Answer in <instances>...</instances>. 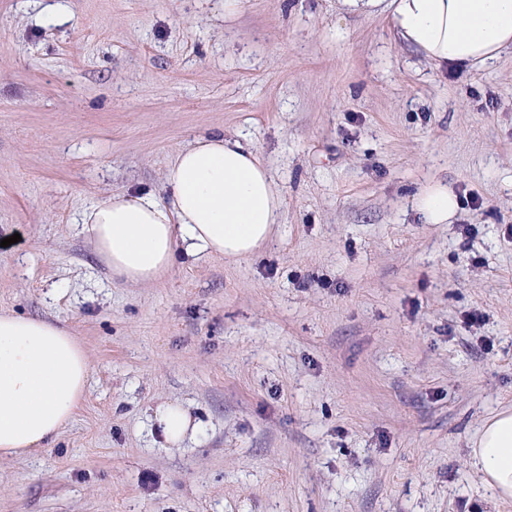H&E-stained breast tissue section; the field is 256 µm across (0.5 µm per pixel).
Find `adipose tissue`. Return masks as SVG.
<instances>
[{"instance_id": "ef3b65f1", "label": "adipose tissue", "mask_w": 512, "mask_h": 512, "mask_svg": "<svg viewBox=\"0 0 512 512\" xmlns=\"http://www.w3.org/2000/svg\"><path fill=\"white\" fill-rule=\"evenodd\" d=\"M352 15L388 5L396 38L436 68L478 67L512 49V0H338ZM282 201L270 170L239 138L194 139L168 165L160 193L103 195L79 216L81 232L115 275L154 281L178 253L245 258L272 237ZM90 372L69 331L41 318L0 311V457L45 448L73 418ZM151 422L169 448L203 424L176 401ZM474 468L498 498L512 499V408L483 423L470 448Z\"/></svg>"}]
</instances>
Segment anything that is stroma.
<instances>
[{
  "mask_svg": "<svg viewBox=\"0 0 512 512\" xmlns=\"http://www.w3.org/2000/svg\"><path fill=\"white\" fill-rule=\"evenodd\" d=\"M240 136L283 199L255 256L113 277L76 221ZM458 208L425 223L420 191ZM0 309L91 373L0 460V512H512L469 459L512 406V53L436 71L338 0H0ZM483 320H468L472 311ZM202 420L165 447L149 420ZM151 422L168 448H180L188 438L200 434L203 428L201 420L173 400L159 403L153 409Z\"/></svg>",
  "mask_w": 512,
  "mask_h": 512,
  "instance_id": "1",
  "label": "stroma"
}]
</instances>
